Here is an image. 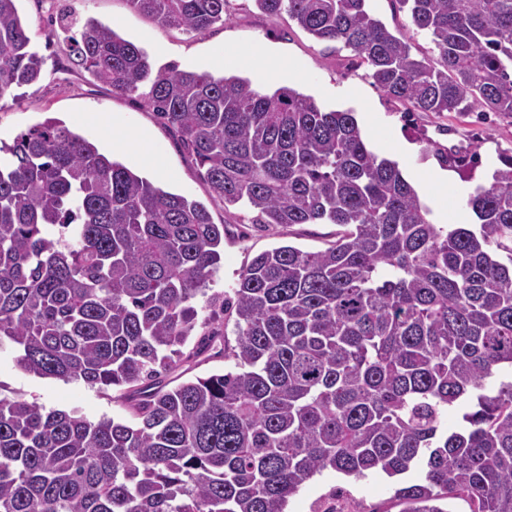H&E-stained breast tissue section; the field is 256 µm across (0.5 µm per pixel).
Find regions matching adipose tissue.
<instances>
[{"instance_id": "1", "label": "adipose tissue", "mask_w": 512, "mask_h": 512, "mask_svg": "<svg viewBox=\"0 0 512 512\" xmlns=\"http://www.w3.org/2000/svg\"><path fill=\"white\" fill-rule=\"evenodd\" d=\"M80 123L95 126L101 137L110 143L113 153L127 157L131 162L150 168L159 178H167L168 172L164 155L154 148L145 133L129 135L125 132V122L121 115H103L96 112L79 117Z\"/></svg>"}]
</instances>
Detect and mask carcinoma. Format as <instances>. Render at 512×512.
<instances>
[{"mask_svg":"<svg viewBox=\"0 0 512 512\" xmlns=\"http://www.w3.org/2000/svg\"><path fill=\"white\" fill-rule=\"evenodd\" d=\"M187 33L229 0H129ZM341 42L388 97L419 112L512 122V0H397L439 60L412 53L367 0H254ZM73 61L180 134L214 198L254 224H336L329 247L255 256L232 294L230 344L191 300L221 261L224 225L56 120L0 145V341L40 377L121 394L131 420L91 421L0 396V512H284L332 469H421L400 512H512V158L445 227L350 110L292 87L156 66L109 25L64 15ZM17 0H0V99L36 82ZM235 370L169 387L184 362ZM452 406L464 408L453 430Z\"/></svg>","mask_w":512,"mask_h":512,"instance_id":"carcinoma-1","label":"carcinoma"}]
</instances>
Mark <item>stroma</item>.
Listing matches in <instances>:
<instances>
[{"label": "stroma", "instance_id": "1", "mask_svg": "<svg viewBox=\"0 0 512 512\" xmlns=\"http://www.w3.org/2000/svg\"><path fill=\"white\" fill-rule=\"evenodd\" d=\"M17 7L44 63L36 84L20 88L18 96L0 99V142L13 143L18 135L49 118L67 124L72 115L82 112L123 113L129 133L147 132L163 150L169 171L163 188L202 202L214 223L223 225L224 255L209 283L216 294L230 292L241 270L263 251L282 245L304 251L327 248L336 239V225L256 224L248 208L227 209L212 200L194 157L144 97L113 92L72 62L68 35L58 26L60 14L80 22L92 17L112 26L159 66L173 64L196 71L204 69L215 48L250 52L253 65L238 69V76L253 78L259 68L271 74L269 89L290 86L327 110L372 113V122L362 127L370 149L383 156L392 144L406 145L402 172L415 176L414 188L431 213L452 224L474 223L475 217L465 205L468 193L474 185L490 184L503 159L512 156V124L494 113L476 110L463 117L451 113L440 118L430 112L407 111L374 85L367 67L351 64L349 49L316 41L288 16L260 12L253 0H232L229 20L199 33L163 27L134 11L128 0H19ZM368 7L391 32L409 37L414 54L435 57L430 35L411 25L396 0H368ZM263 45L276 46L278 55H258ZM440 148L472 156V181H463L452 168L447 170V187L430 182V172L443 168L436 154ZM18 354L11 342L0 343V394L34 400L49 409H74L93 421L127 417L120 388L102 392L79 381L39 378L17 365ZM396 486L395 479L382 473L355 479L328 469L289 498L286 512H399Z\"/></svg>", "mask_w": 512, "mask_h": 512}]
</instances>
